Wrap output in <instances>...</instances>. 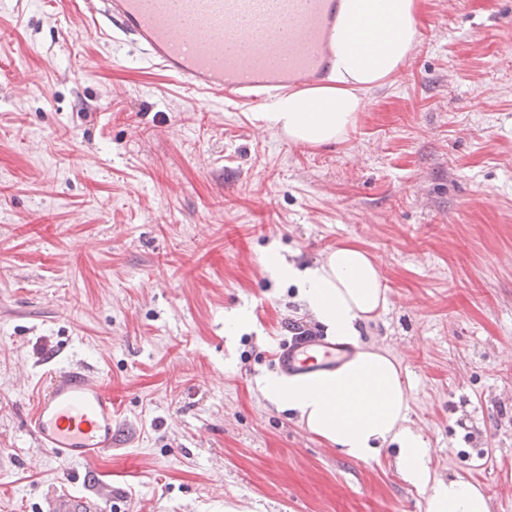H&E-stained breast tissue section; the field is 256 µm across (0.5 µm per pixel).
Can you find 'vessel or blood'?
Returning a JSON list of instances; mask_svg holds the SVG:
<instances>
[{
  "instance_id": "1",
  "label": "vessel or blood",
  "mask_w": 512,
  "mask_h": 512,
  "mask_svg": "<svg viewBox=\"0 0 512 512\" xmlns=\"http://www.w3.org/2000/svg\"><path fill=\"white\" fill-rule=\"evenodd\" d=\"M344 0H103L95 26H113L152 66L193 91L217 90L234 105L267 108L333 74L332 36ZM354 345L326 336L282 345L287 375L331 371ZM117 402L83 366L52 372L26 420L37 448L65 460L94 462L115 441Z\"/></svg>"
}]
</instances>
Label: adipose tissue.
<instances>
[{"mask_svg": "<svg viewBox=\"0 0 512 512\" xmlns=\"http://www.w3.org/2000/svg\"><path fill=\"white\" fill-rule=\"evenodd\" d=\"M343 12L345 21L333 36V84L312 88L301 99L288 95L273 111L260 115L269 128L291 141L319 146L346 137L363 108L362 91L396 73L415 41L414 0H345ZM360 19L379 27L394 22L398 29L389 37L359 41L353 27ZM266 266L279 280L299 287L315 319L340 342L357 344L359 323L389 304L377 265L354 244L336 248L318 265L303 270L272 249ZM263 391L277 409L296 412L310 433L351 458L366 460L384 445L396 446L404 478L429 491L427 512H490L489 500L478 486L432 476L426 464L427 443L407 424V392L390 352L359 347L335 372L274 376L266 380Z\"/></svg>", "mask_w": 512, "mask_h": 512, "instance_id": "1", "label": "adipose tissue"}]
</instances>
